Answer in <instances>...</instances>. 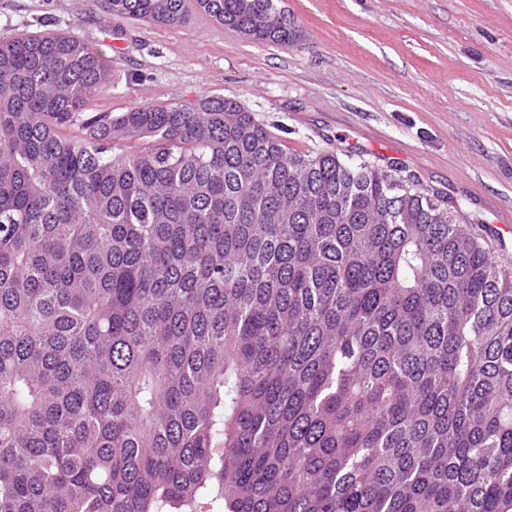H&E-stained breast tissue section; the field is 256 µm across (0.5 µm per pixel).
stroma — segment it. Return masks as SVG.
<instances>
[{"mask_svg":"<svg viewBox=\"0 0 512 512\" xmlns=\"http://www.w3.org/2000/svg\"><path fill=\"white\" fill-rule=\"evenodd\" d=\"M299 36L253 41L193 11L166 26L98 0H0V36L73 33L112 61L85 113L236 101L289 151L384 166L453 205L512 268V0H276Z\"/></svg>","mask_w":512,"mask_h":512,"instance_id":"35a3bbf8","label":"stroma"}]
</instances>
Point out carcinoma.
Here are the masks:
<instances>
[{"mask_svg": "<svg viewBox=\"0 0 512 512\" xmlns=\"http://www.w3.org/2000/svg\"><path fill=\"white\" fill-rule=\"evenodd\" d=\"M100 5L297 36L273 0ZM111 68L0 37V512H512V271L235 101L81 118Z\"/></svg>", "mask_w": 512, "mask_h": 512, "instance_id": "obj_1", "label": "carcinoma"}]
</instances>
